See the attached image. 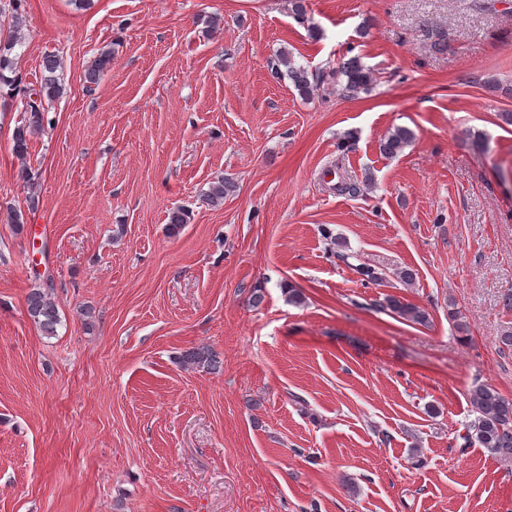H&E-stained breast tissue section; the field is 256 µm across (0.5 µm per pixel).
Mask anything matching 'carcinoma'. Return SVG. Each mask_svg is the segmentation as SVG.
Listing matches in <instances>:
<instances>
[{
	"label": "carcinoma",
	"mask_w": 512,
	"mask_h": 512,
	"mask_svg": "<svg viewBox=\"0 0 512 512\" xmlns=\"http://www.w3.org/2000/svg\"><path fill=\"white\" fill-rule=\"evenodd\" d=\"M24 0H0V19H10L7 35L0 36V100H18L22 104L23 122L18 125L12 135V150L21 160L28 154V142L33 132L44 127L46 105L58 100L65 93L64 83L57 74L60 61L55 55H47L42 59V75L40 83H27L17 68L18 53L16 48L22 46L21 7ZM294 19L307 25L311 35L318 36V28L310 22L305 0H290ZM111 62V52L103 51L94 60L86 73L89 84L97 83L104 75ZM268 70L275 79H288L298 95L307 100L320 89L324 79L330 77L341 86L342 92L348 97H356L371 89L376 81L372 69L364 66L357 59L351 58L339 64L337 70L325 76L313 73L306 67L298 65L294 56L287 50L275 54L268 61ZM414 140V134L406 127L397 126L390 130L380 141L379 152L385 158H393L401 154ZM373 187L370 176L358 182L353 179L341 180L336 183L335 190L350 196H358ZM234 182L223 178L211 183L204 194L206 203L212 206L223 204L224 197L234 192ZM39 207L38 196L32 194L26 200V209L12 208L7 213L8 223L13 225L14 233L23 234L28 224V216ZM189 213L182 207L169 212L168 230L175 234L188 223ZM351 268L359 274L363 281L378 284L386 280V274L377 269L358 263ZM51 284L34 276V285L27 296V310L31 320L38 326L43 335H56L60 324V314L54 298L49 294ZM379 307L416 324L428 322L429 314L424 309L407 302L404 298L388 295ZM179 367L184 370H210L219 367L215 352L209 348H193L177 357ZM470 401L477 413L476 418L468 426L465 441L476 443L491 455L503 462L512 463V399L502 395L495 387L481 384L470 391Z\"/></svg>",
	"instance_id": "obj_1"
}]
</instances>
